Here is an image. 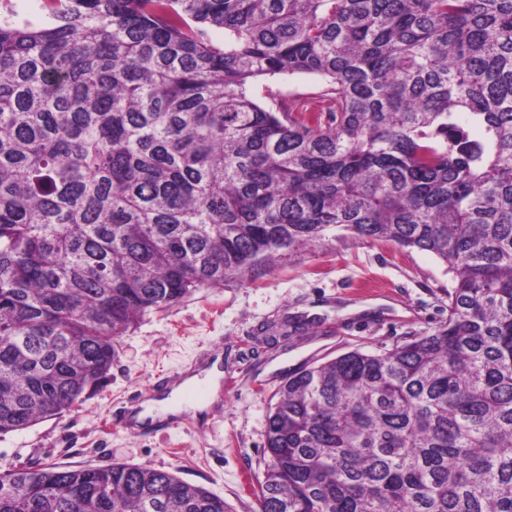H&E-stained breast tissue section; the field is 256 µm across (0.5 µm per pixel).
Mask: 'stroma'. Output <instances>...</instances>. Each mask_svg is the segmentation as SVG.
<instances>
[{"label":"stroma","mask_w":512,"mask_h":512,"mask_svg":"<svg viewBox=\"0 0 512 512\" xmlns=\"http://www.w3.org/2000/svg\"><path fill=\"white\" fill-rule=\"evenodd\" d=\"M318 90L317 79L295 75L254 92L299 103ZM451 285L447 263L430 252L330 229L308 248L282 250L274 265L140 318L119 337L99 390L72 411L0 437V472L31 463L148 465L207 488L229 512H256L267 415L288 374L430 330L448 316ZM215 347L224 351L221 399L205 419L187 412L169 431L138 435L111 426L156 375L178 378Z\"/></svg>","instance_id":"stroma-1"}]
</instances>
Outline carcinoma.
Returning a JSON list of instances; mask_svg holds the SVG:
<instances>
[{"mask_svg":"<svg viewBox=\"0 0 512 512\" xmlns=\"http://www.w3.org/2000/svg\"><path fill=\"white\" fill-rule=\"evenodd\" d=\"M50 6L0 24V435L80 404L139 317L336 227L446 262L448 317L288 376L259 512H512V0ZM296 74L318 107L252 92ZM0 512L228 508L117 462L0 473Z\"/></svg>","mask_w":512,"mask_h":512,"instance_id":"1","label":"carcinoma"}]
</instances>
